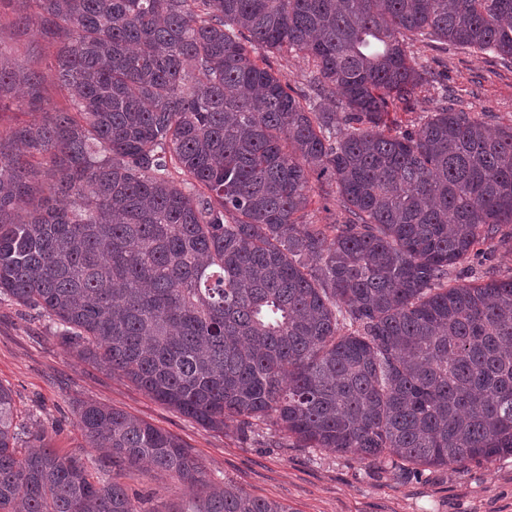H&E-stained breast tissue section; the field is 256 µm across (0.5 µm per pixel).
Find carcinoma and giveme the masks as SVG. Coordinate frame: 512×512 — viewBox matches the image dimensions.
I'll list each match as a JSON object with an SVG mask.
<instances>
[{
    "label": "carcinoma",
    "instance_id": "1",
    "mask_svg": "<svg viewBox=\"0 0 512 512\" xmlns=\"http://www.w3.org/2000/svg\"><path fill=\"white\" fill-rule=\"evenodd\" d=\"M42 71L1 60L0 300L37 308L198 424L272 420L280 448L463 469L512 456V276L448 283L512 239V125L440 106L405 41L512 58V0H0ZM315 67V96L268 59ZM337 97L344 112L318 100ZM342 218L303 221L313 182ZM89 447L194 489L187 512H289L206 479L169 432L84 402ZM0 385V512H138L93 460L18 448ZM1 40L5 45L17 48L16 55L19 56V59L26 60L29 66L48 72L51 49H48L36 34L28 33L17 38L10 30L4 29L1 32Z\"/></svg>",
    "mask_w": 512,
    "mask_h": 512
}]
</instances>
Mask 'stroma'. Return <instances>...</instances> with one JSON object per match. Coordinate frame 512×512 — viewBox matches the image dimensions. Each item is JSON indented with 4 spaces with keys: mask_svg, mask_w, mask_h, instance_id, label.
I'll return each instance as SVG.
<instances>
[{
    "mask_svg": "<svg viewBox=\"0 0 512 512\" xmlns=\"http://www.w3.org/2000/svg\"><path fill=\"white\" fill-rule=\"evenodd\" d=\"M431 83L419 87L410 110L390 113L401 126L420 124L440 102L478 115L488 124L512 123V60L455 46L413 42ZM466 259L475 276H512V245L492 241ZM0 385L11 389L21 422L62 455H89L74 411L95 401L139 417L175 436L203 467L252 497L290 512H512V456L469 464L464 470L369 465L317 448L275 447L272 426L227 423L205 428L155 401L112 373L64 351L46 317L33 308L0 303ZM100 476L125 485L139 512H186L190 491L177 478L113 464L97 457Z\"/></svg>",
    "mask_w": 512,
    "mask_h": 512,
    "instance_id": "obj_1",
    "label": "stroma"
}]
</instances>
